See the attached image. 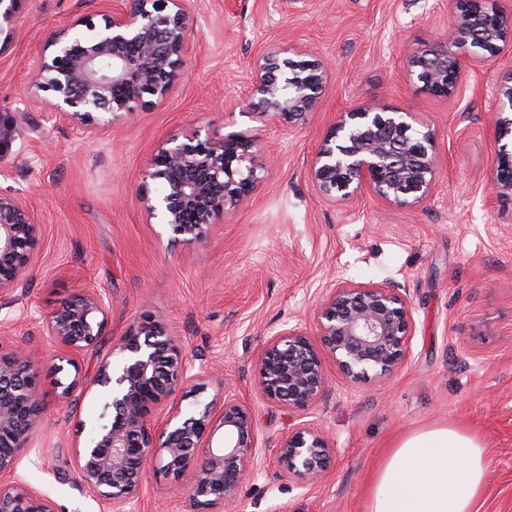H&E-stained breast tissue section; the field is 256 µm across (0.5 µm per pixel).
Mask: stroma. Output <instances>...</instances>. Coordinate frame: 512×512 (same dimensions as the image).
I'll use <instances>...</instances> for the list:
<instances>
[{"instance_id": "35a3bbf8", "label": "stroma", "mask_w": 512, "mask_h": 512, "mask_svg": "<svg viewBox=\"0 0 512 512\" xmlns=\"http://www.w3.org/2000/svg\"><path fill=\"white\" fill-rule=\"evenodd\" d=\"M112 0H23L18 35L0 54V113H20L23 136L0 159V191L23 194L40 244L23 288L0 301V345L39 352L47 404L17 477L48 494L56 512H111L78 480L74 446L102 409L95 394L60 398L59 383L91 384L143 311L172 325L197 363L218 365L205 398L234 390L261 445L226 512H367L372 481L391 448L424 428L453 425L484 446L488 473L477 512H512V206L491 188L500 146L493 89L512 86V55L465 74L440 100L417 91L407 59L450 25L451 0H197L195 50L162 105L85 139L42 119L46 92L30 95L49 35L79 18L101 22ZM293 43L333 64L330 86L302 125L248 113L251 63ZM378 102L415 113L436 132L440 175L432 199L397 208L365 193L332 205L311 160L343 112ZM195 128L242 132L273 160L250 201L205 241L170 246L137 197L143 173L170 135ZM347 282L409 290L410 352L385 382L352 389L328 366V391L301 413L264 399L257 358L270 336L310 325L327 289ZM107 297L98 343L60 366L43 318L74 294ZM310 421L335 450L327 478L301 486L274 450ZM130 512H186L147 466Z\"/></svg>"}]
</instances>
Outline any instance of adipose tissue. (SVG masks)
Returning <instances> with one entry per match:
<instances>
[{"instance_id": "adipose-tissue-1", "label": "adipose tissue", "mask_w": 512, "mask_h": 512, "mask_svg": "<svg viewBox=\"0 0 512 512\" xmlns=\"http://www.w3.org/2000/svg\"><path fill=\"white\" fill-rule=\"evenodd\" d=\"M487 466L475 436L450 426L412 433L376 471L368 512H474Z\"/></svg>"}]
</instances>
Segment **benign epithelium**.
<instances>
[{
  "label": "benign epithelium",
  "instance_id": "obj_1",
  "mask_svg": "<svg viewBox=\"0 0 512 512\" xmlns=\"http://www.w3.org/2000/svg\"><path fill=\"white\" fill-rule=\"evenodd\" d=\"M22 0H0V52L17 37ZM448 34L415 50L409 79L446 100L459 92L464 73L491 67L512 52V7L502 0H455ZM197 32L195 0H114L95 25L76 19L59 31L41 56L34 86L51 93L46 112L84 135L166 101L174 92ZM467 45L471 57L455 48ZM292 44L263 50L251 67L247 107L261 118L294 127L313 111L327 85L330 66L320 58L280 59L299 54ZM21 135V123L0 113V159ZM269 157L247 136L189 129L167 138L150 160L140 201L147 220L163 224L169 243L191 245L259 188ZM309 174L319 193L341 204L370 193L397 207H418L431 197L439 177L435 133L417 126L412 112L363 103L340 116L316 151ZM161 188L152 192L150 185ZM496 197L512 202V153L499 151L492 173ZM40 228L27 198L0 192V299L27 278ZM104 296H73L48 313V336L75 364V356L102 334ZM316 334L300 324L271 336L258 357L262 396L305 411L327 387L329 357L352 388L377 385L408 354L413 313L399 285L338 284L315 307ZM125 362L118 371L104 362L94 380L104 402L90 437L75 449L82 484L112 512H127L139 495L146 466L156 462L186 500L190 512H224L242 475L256 463L258 438L250 413L234 391L196 400L182 411L176 401L191 386L204 393L212 376L197 365L175 328L145 311L117 343ZM38 357L0 349V475L10 473L31 450L45 404L39 392ZM224 429L213 443V425ZM333 458L325 433L303 422L276 449L278 465L299 484L323 481ZM0 512H56L53 500L26 485L0 480Z\"/></svg>",
  "mask_w": 512,
  "mask_h": 512
}]
</instances>
